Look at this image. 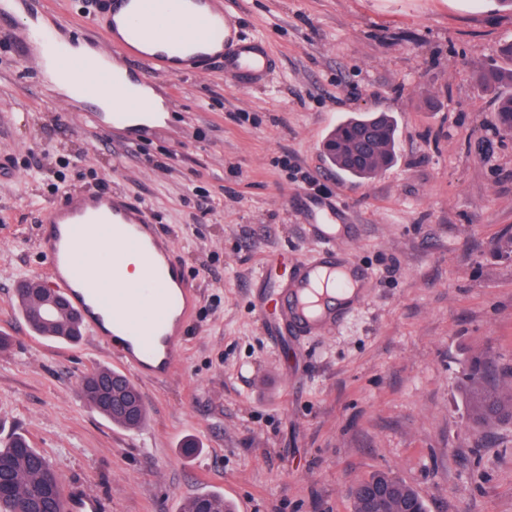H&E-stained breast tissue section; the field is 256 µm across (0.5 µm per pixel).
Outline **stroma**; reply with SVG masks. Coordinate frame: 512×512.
Listing matches in <instances>:
<instances>
[{
    "label": "stroma",
    "instance_id": "1",
    "mask_svg": "<svg viewBox=\"0 0 512 512\" xmlns=\"http://www.w3.org/2000/svg\"><path fill=\"white\" fill-rule=\"evenodd\" d=\"M88 0H39L75 48L103 43ZM276 68L249 88L222 69L152 75L168 117L133 132L59 101L0 30V439L25 435L63 488L105 512H180L218 492L238 512H353L354 482L386 471L428 512H512V423L471 425L465 380L486 358L512 392V136L472 67L512 61L498 0H224ZM391 113L394 163L369 180L321 144L344 116ZM117 191L145 206L196 292L170 376L135 377L138 431L84 403L115 344L38 337L13 285L45 278L49 206ZM348 210L368 295L334 332L273 341L249 298L263 261L313 256L303 207ZM195 452H186V442Z\"/></svg>",
    "mask_w": 512,
    "mask_h": 512
}]
</instances>
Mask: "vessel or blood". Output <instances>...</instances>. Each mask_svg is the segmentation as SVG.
<instances>
[{"label":"vessel or blood","instance_id":"1","mask_svg":"<svg viewBox=\"0 0 512 512\" xmlns=\"http://www.w3.org/2000/svg\"><path fill=\"white\" fill-rule=\"evenodd\" d=\"M174 2L169 11L161 0H96L91 24L107 34L113 54L124 57L126 71L145 83L154 69L180 77L199 76L216 66L223 68L225 79L245 86L267 81L275 67L273 56L262 40L234 37L221 0ZM183 26L194 30L193 38L180 34ZM124 73L83 63L72 67L66 78L85 97L112 98L109 124L125 129L135 122L124 104ZM45 221L50 230L42 248L49 273L57 291L82 313L86 331L100 335L102 321H109L113 332L128 338L119 354L127 373L168 377L195 291L147 209L109 192L70 194L49 209ZM307 230L316 247L310 262L297 265L284 278L263 272L257 279L253 307L267 334L276 339L336 328V295L353 283L335 208L321 210ZM131 250L147 265L146 280L105 288L101 264H109L113 277H120L123 257ZM66 510L104 512V506L76 486L67 493Z\"/></svg>","mask_w":512,"mask_h":512}]
</instances>
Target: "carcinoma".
<instances>
[{"instance_id":"1","label":"carcinoma","mask_w":512,"mask_h":512,"mask_svg":"<svg viewBox=\"0 0 512 512\" xmlns=\"http://www.w3.org/2000/svg\"><path fill=\"white\" fill-rule=\"evenodd\" d=\"M471 75L475 83L483 88H492L506 81L512 82V71L502 70L494 64L475 67ZM495 124L501 130L512 127V95L498 100ZM363 131L377 133L376 149L372 164L357 166L347 162L346 155L358 134ZM395 136L394 121L386 112L348 117L340 121L328 135L329 140L336 142V153H328L329 163L350 178L369 179L377 174V170H382L393 162ZM81 331L82 327L78 321L71 323L61 335L50 328L35 329L41 337L69 343L78 341ZM105 377L117 378L129 391L139 393L138 387L122 372L110 367H99L84 376L81 381V396L84 402L117 426L137 429L144 425L147 419L146 406H141L137 418L130 420L123 413L111 410L95 400L90 389ZM466 380L470 419L475 425L482 427L512 421V394L501 391L498 384L490 379L488 365L483 358L476 357L471 361ZM0 478L8 482V490L0 495V512H16L19 499L31 500L47 483L52 484L54 488L55 507L59 512H67L65 497L54 470L50 468L45 456L33 448L26 437L14 435L5 445L0 446ZM379 480L391 482L395 498H414L418 501V512H426L425 502L411 487L385 472H378L370 478L372 482ZM201 501L208 502L213 512H223L217 501V494L208 492L184 501L181 512H197L198 503Z\"/></svg>"}]
</instances>
